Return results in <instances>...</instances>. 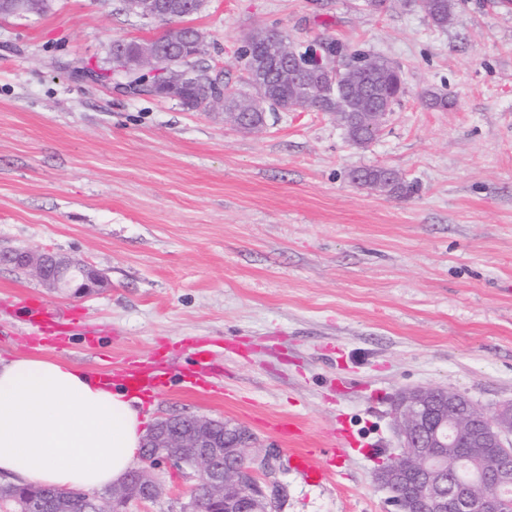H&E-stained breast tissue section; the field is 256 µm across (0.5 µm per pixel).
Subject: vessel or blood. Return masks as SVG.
Listing matches in <instances>:
<instances>
[{
    "label": "vessel or blood",
    "mask_w": 512,
    "mask_h": 512,
    "mask_svg": "<svg viewBox=\"0 0 512 512\" xmlns=\"http://www.w3.org/2000/svg\"><path fill=\"white\" fill-rule=\"evenodd\" d=\"M24 310L23 324L13 328V336L33 347L48 344L59 350L68 349L70 334L79 329L74 311L60 310L38 298L28 299ZM155 357L156 361L152 364L135 356L126 357L118 368H107L103 376L110 383L123 386L133 394H151L158 390L161 375L170 376L175 371L166 348H159ZM351 440L349 431H329L325 441L318 446L293 449L291 458L294 466L314 482L325 481L331 475L324 461L326 453L345 447Z\"/></svg>",
    "instance_id": "b4317fda"
}]
</instances>
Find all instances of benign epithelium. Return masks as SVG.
<instances>
[{
	"instance_id": "benign-epithelium-1",
	"label": "benign epithelium",
	"mask_w": 512,
	"mask_h": 512,
	"mask_svg": "<svg viewBox=\"0 0 512 512\" xmlns=\"http://www.w3.org/2000/svg\"><path fill=\"white\" fill-rule=\"evenodd\" d=\"M131 10L143 19L156 22L163 13L175 14L181 10L179 0H132ZM167 38L185 45L180 54L167 51L166 42L141 41L126 49L117 43L112 54L121 67L115 72L117 86L125 93L137 96L151 93L169 99H183L182 89L187 86L191 59L201 54L203 38L194 29L183 25L166 29ZM164 63L168 83L162 90L147 84L143 75L156 64ZM330 60L315 57V71L303 76L302 92L310 96L314 80L332 77ZM1 261L30 270L36 278L50 288H67L75 295H89L105 286L106 278L91 264L57 253L15 251L0 257ZM439 390L418 388L406 391L394 406L396 425L402 447L415 449L419 489L409 494L393 491L404 478V471L383 470L377 474L380 484L392 491L393 512H503L502 492H512V404L497 409L492 416L481 417L471 424V446L496 448L499 454L485 472L477 474L481 483L496 488L492 496L475 500L462 492L455 482L457 468L443 465L448 449L455 447L458 414L445 410L435 399ZM412 418V424L401 423L402 414ZM148 450L145 462L153 465L168 464L194 471L195 483L188 491L180 512H198L202 491H207L212 504L211 512H277L278 501L266 493L260 484V472L266 462L255 453L256 438L249 432L229 430L221 422L208 417L169 415L143 440ZM112 493L130 504L153 502L165 494V488L151 469L139 467L131 470L126 479L112 486Z\"/></svg>"
}]
</instances>
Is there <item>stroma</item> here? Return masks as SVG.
Masks as SVG:
<instances>
[{
  "instance_id": "stroma-1",
  "label": "stroma",
  "mask_w": 512,
  "mask_h": 512,
  "mask_svg": "<svg viewBox=\"0 0 512 512\" xmlns=\"http://www.w3.org/2000/svg\"><path fill=\"white\" fill-rule=\"evenodd\" d=\"M447 28L416 0H207L186 25L203 36L195 66L244 91L239 48L264 29L298 48L329 36L399 66L405 92L369 146L324 112H271L261 132L152 95L85 80L115 41L163 24L123 0H53L0 17V251L49 249L89 262L107 284L79 296L0 266V322L32 296L97 327L61 357L95 373L160 343L211 344L223 396L166 392L151 420L205 416L246 427L269 459L279 512H388L375 475L401 451L393 401L436 387L493 414L512 403V0H455ZM447 99L428 107L422 92ZM395 170L407 193L351 182ZM291 416L306 442L344 424L357 441L316 485L271 426ZM128 512H177L191 485Z\"/></svg>"
}]
</instances>
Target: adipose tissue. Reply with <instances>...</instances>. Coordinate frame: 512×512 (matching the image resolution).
I'll return each mask as SVG.
<instances>
[{
	"label": "adipose tissue",
	"mask_w": 512,
	"mask_h": 512,
	"mask_svg": "<svg viewBox=\"0 0 512 512\" xmlns=\"http://www.w3.org/2000/svg\"><path fill=\"white\" fill-rule=\"evenodd\" d=\"M141 405L56 360L0 359V476L63 491L119 483L142 456Z\"/></svg>",
	"instance_id": "adipose-tissue-1"
}]
</instances>
